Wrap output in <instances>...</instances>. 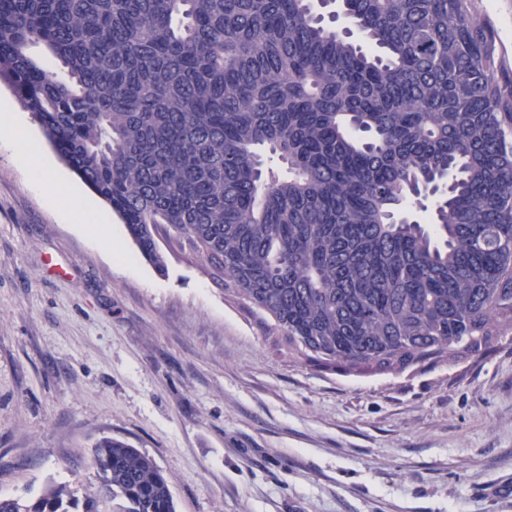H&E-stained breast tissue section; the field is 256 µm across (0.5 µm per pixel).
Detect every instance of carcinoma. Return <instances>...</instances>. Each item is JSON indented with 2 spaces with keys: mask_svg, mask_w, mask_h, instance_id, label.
<instances>
[{
  "mask_svg": "<svg viewBox=\"0 0 512 512\" xmlns=\"http://www.w3.org/2000/svg\"><path fill=\"white\" fill-rule=\"evenodd\" d=\"M0 0V79L167 269L219 271L322 370L479 359L512 333V76L480 0ZM35 44L61 65L42 66ZM435 186L422 224L408 217ZM0 512H176L137 448Z\"/></svg>",
  "mask_w": 512,
  "mask_h": 512,
  "instance_id": "cac0c4a2",
  "label": "carcinoma"
}]
</instances>
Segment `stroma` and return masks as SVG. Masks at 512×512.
<instances>
[{"instance_id":"obj_1","label":"stroma","mask_w":512,"mask_h":512,"mask_svg":"<svg viewBox=\"0 0 512 512\" xmlns=\"http://www.w3.org/2000/svg\"><path fill=\"white\" fill-rule=\"evenodd\" d=\"M479 16L512 72V0ZM87 204L111 245L70 221ZM164 254L162 277L1 81L0 495L95 483L108 436L154 460L177 512H512V334L475 361L325 371L201 261Z\"/></svg>"}]
</instances>
